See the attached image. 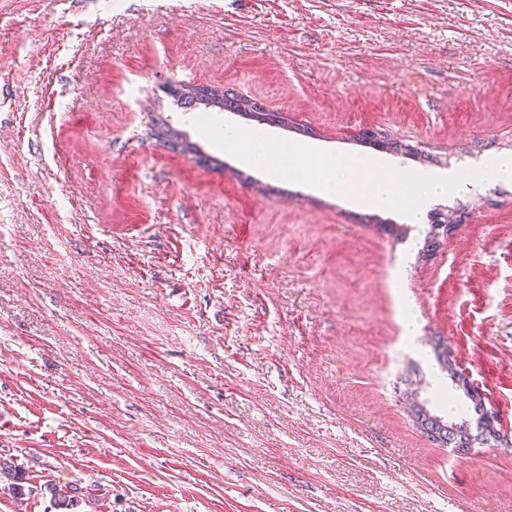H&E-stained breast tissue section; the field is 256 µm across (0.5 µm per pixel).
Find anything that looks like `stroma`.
Wrapping results in <instances>:
<instances>
[{
	"mask_svg": "<svg viewBox=\"0 0 512 512\" xmlns=\"http://www.w3.org/2000/svg\"><path fill=\"white\" fill-rule=\"evenodd\" d=\"M400 172L512 154V0H0V512H512V448L448 453L407 395L512 436V180L403 212L243 165L176 106ZM219 168L151 134L159 117ZM366 127L413 155L361 143ZM470 213L436 255L432 223ZM401 288L420 325L392 360ZM32 466L27 469L22 464H17L12 458H4L0 456V489L3 483L4 489L7 488L9 492L16 497L24 495L23 483H28L29 473H32ZM98 490V488L83 486L80 479L63 485L54 484L48 488L56 512H77L76 509L82 502L86 503L90 499L96 500V495H93L91 491Z\"/></svg>",
	"mask_w": 512,
	"mask_h": 512,
	"instance_id": "obj_1",
	"label": "stroma"
}]
</instances>
